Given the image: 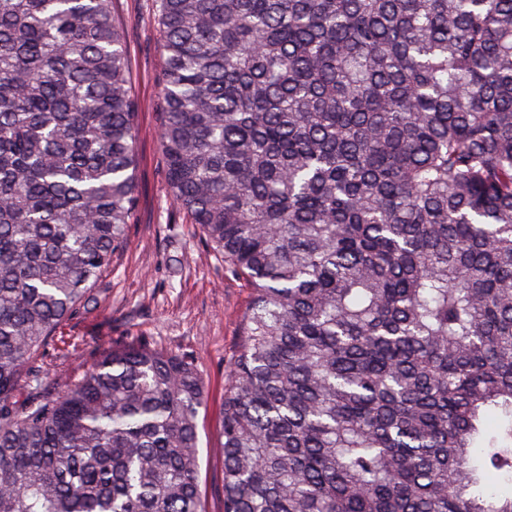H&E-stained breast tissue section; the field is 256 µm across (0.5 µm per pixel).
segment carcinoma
<instances>
[{"label":"carcinoma","mask_w":512,"mask_h":512,"mask_svg":"<svg viewBox=\"0 0 512 512\" xmlns=\"http://www.w3.org/2000/svg\"><path fill=\"white\" fill-rule=\"evenodd\" d=\"M170 198L252 288L222 512H512V0H153ZM107 0H0V512H204L191 352L46 390L135 222Z\"/></svg>","instance_id":"1"}]
</instances>
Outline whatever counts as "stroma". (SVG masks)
Segmentation results:
<instances>
[{"mask_svg": "<svg viewBox=\"0 0 512 512\" xmlns=\"http://www.w3.org/2000/svg\"><path fill=\"white\" fill-rule=\"evenodd\" d=\"M124 29L131 90L141 104L136 117L138 208L127 244L112 259L93 308L70 320L64 361L78 371L99 346L136 340L199 357L207 402L198 421L201 493L206 512H221L224 456L221 410L230 365L237 355L243 318L252 301L246 281L226 269L197 225L174 207L158 148L161 34L150 0H110Z\"/></svg>", "mask_w": 512, "mask_h": 512, "instance_id": "stroma-1", "label": "stroma"}]
</instances>
